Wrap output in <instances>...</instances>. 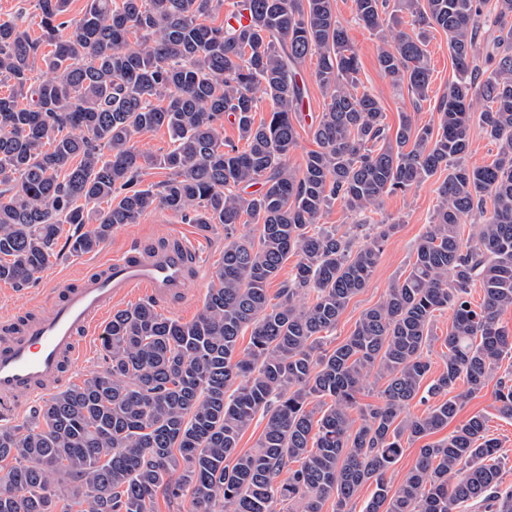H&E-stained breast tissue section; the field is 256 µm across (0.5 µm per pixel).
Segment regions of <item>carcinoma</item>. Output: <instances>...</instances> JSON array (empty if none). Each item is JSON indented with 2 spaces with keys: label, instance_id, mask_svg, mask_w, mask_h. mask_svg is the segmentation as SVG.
Wrapping results in <instances>:
<instances>
[{
  "label": "carcinoma",
  "instance_id": "obj_1",
  "mask_svg": "<svg viewBox=\"0 0 512 512\" xmlns=\"http://www.w3.org/2000/svg\"><path fill=\"white\" fill-rule=\"evenodd\" d=\"M68 4L37 0L38 41L0 19V82L30 89L24 106L0 96V281L25 287L60 238L90 253L157 208L187 224L224 225V256L192 320L151 302L113 312L104 368L25 423L0 426V512H73L66 495L78 512H154L160 490L176 504L190 498L193 512L218 503L223 512H322L330 499L335 512H351L367 483L376 490L364 512H512L482 414L420 448L396 490L387 480L403 441L455 419L458 382L469 395L481 391L512 350L500 323L512 309V0H497L496 35L484 47L483 0H354L380 42V70L415 104L429 97L427 32L448 38L455 80L436 106L438 128L404 112L394 130L381 102L359 91L335 0H237L217 26L224 0H89L70 35ZM43 44L52 50L33 84ZM313 56L325 108L310 125L317 149L295 170L301 71ZM258 89L272 109L257 124ZM477 99L485 106L476 117ZM230 116L242 151L220 136ZM475 125L498 144L488 165L467 161ZM162 127L168 152L137 146L138 135ZM151 168L167 179L143 187ZM442 168L448 176L410 272L344 343L324 349L395 225H377L357 245L319 226L321 216L339 200L364 225L385 196ZM477 216L484 222L463 240L460 225ZM242 222L259 226V237L236 236ZM290 255L294 274L273 299L268 284ZM477 284L483 300L474 306ZM448 308L440 338L434 318ZM438 340L447 360L430 381L423 352ZM373 371L382 402L362 408L357 394ZM417 398L436 403L411 415ZM495 410L512 418V378H498ZM258 413L264 432L241 453L239 437Z\"/></svg>",
  "mask_w": 512,
  "mask_h": 512
}]
</instances>
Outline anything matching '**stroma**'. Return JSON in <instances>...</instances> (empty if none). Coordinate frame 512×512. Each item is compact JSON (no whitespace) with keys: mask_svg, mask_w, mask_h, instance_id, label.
Segmentation results:
<instances>
[{"mask_svg":"<svg viewBox=\"0 0 512 512\" xmlns=\"http://www.w3.org/2000/svg\"><path fill=\"white\" fill-rule=\"evenodd\" d=\"M336 14L347 27L350 41L359 56V87L381 101L387 124L397 127L401 113L408 112L418 124L437 127L439 115L435 109L436 103L446 94L449 84L455 78L446 35L437 30L427 35L426 50L431 69L429 98L416 105L407 89L394 87L379 70L376 61L378 41L356 21L353 0H336ZM315 67V61H307L302 72L309 95L302 112L298 145L288 160L289 166L294 169L299 168L308 152L314 150L315 144L309 127L324 109V97L314 76ZM443 179V174L438 173L409 192L385 196L375 209L372 214L374 223L394 225L395 231L384 242L367 287L350 300L341 314L335 330L327 340L328 346L344 342L353 332L361 314L379 303L387 288L408 273L412 250L426 231L439 204L437 188ZM181 225L198 239L203 255L202 285L210 287L224 254L223 225L214 224L204 230L196 224L183 225L181 218L170 212L155 210L144 214L138 223L114 229L97 251L85 254L62 251L57 258L51 259L37 280L27 287L19 289L11 283L0 281V316L20 321L30 316L49 314L52 293L74 285L84 275L99 271L127 244H158L165 241L169 230ZM496 389L497 384L492 381L481 392L466 395L456 419L463 422L476 414L486 416L491 437L498 439L501 444L502 482L512 486V418L500 416L495 411L493 404Z\"/></svg>","mask_w":512,"mask_h":512,"instance_id":"1","label":"stroma"}]
</instances>
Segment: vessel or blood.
Listing matches in <instances>:
<instances>
[{
	"mask_svg": "<svg viewBox=\"0 0 512 512\" xmlns=\"http://www.w3.org/2000/svg\"><path fill=\"white\" fill-rule=\"evenodd\" d=\"M199 282L200 254L190 233L170 231L160 249L126 246L103 274L54 295L49 315L18 323L0 341V416L62 385L68 362L81 357L84 341L95 335L115 299L144 291L158 302L189 300Z\"/></svg>",
	"mask_w": 512,
	"mask_h": 512,
	"instance_id": "b4317fda",
	"label": "vessel or blood"
}]
</instances>
